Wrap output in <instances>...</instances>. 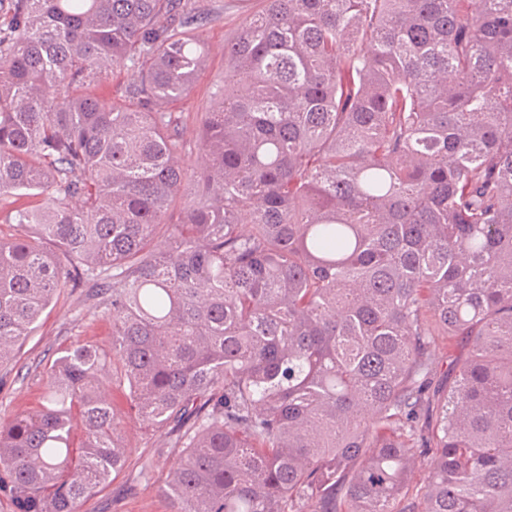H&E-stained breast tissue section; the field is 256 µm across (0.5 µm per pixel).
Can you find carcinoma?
<instances>
[{"label": "carcinoma", "mask_w": 512, "mask_h": 512, "mask_svg": "<svg viewBox=\"0 0 512 512\" xmlns=\"http://www.w3.org/2000/svg\"><path fill=\"white\" fill-rule=\"evenodd\" d=\"M470 2L267 0L190 169L161 110L205 61L189 0H8L0 200L40 203L5 216L0 365L63 288L112 322L0 415L13 512L119 475L107 378L181 449L170 512H512V0ZM127 66L134 105L91 91ZM441 335L468 351L432 406Z\"/></svg>", "instance_id": "1"}]
</instances>
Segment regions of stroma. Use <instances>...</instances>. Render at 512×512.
<instances>
[{"instance_id": "stroma-1", "label": "stroma", "mask_w": 512, "mask_h": 512, "mask_svg": "<svg viewBox=\"0 0 512 512\" xmlns=\"http://www.w3.org/2000/svg\"><path fill=\"white\" fill-rule=\"evenodd\" d=\"M203 18L198 33L205 44L207 62L199 71L192 92L177 102L165 104L180 118L179 131L188 142L201 134L200 116L214 104V91L224 83V44L249 16L264 10L266 0H195ZM112 324L99 306L91 283L69 288L56 295L43 314L33 336L16 353L13 361L0 367V411L32 412L39 408L43 391L42 372L56 352L76 341L109 342ZM129 448L126 464L117 478L85 499L80 512H169V504L158 491L179 449L167 438L139 424L125 432ZM152 464L151 479H143L141 464Z\"/></svg>"}]
</instances>
